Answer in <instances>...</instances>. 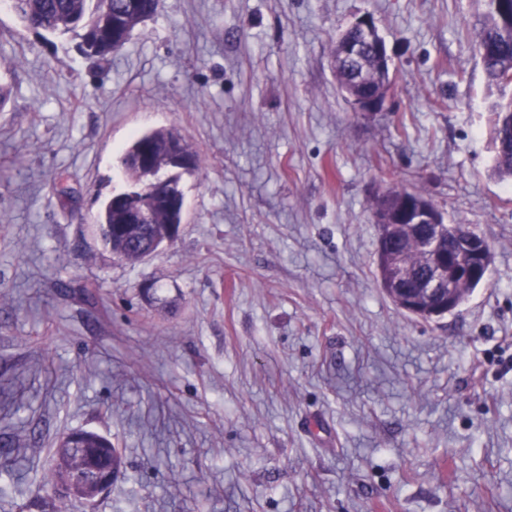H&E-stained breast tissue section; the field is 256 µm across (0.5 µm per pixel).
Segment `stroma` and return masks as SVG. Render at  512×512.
<instances>
[{
  "mask_svg": "<svg viewBox=\"0 0 512 512\" xmlns=\"http://www.w3.org/2000/svg\"><path fill=\"white\" fill-rule=\"evenodd\" d=\"M483 9L161 0L99 63L0 8V512H54L40 484L75 430L124 475L70 512H512V183L490 170ZM366 13L395 79L370 118L332 68ZM161 127L201 164L174 241L130 263L93 224ZM392 177L493 255L437 321L376 277ZM411 192L415 197L423 199L431 208L440 209L439 206L424 195L421 191L412 189L408 190L403 185L389 183L384 190L377 195L375 202H373V212L383 208L385 205L397 202L403 198V195Z\"/></svg>",
  "mask_w": 512,
  "mask_h": 512,
  "instance_id": "stroma-1",
  "label": "stroma"
}]
</instances>
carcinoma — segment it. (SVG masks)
<instances>
[{
  "label": "carcinoma",
  "mask_w": 512,
  "mask_h": 512,
  "mask_svg": "<svg viewBox=\"0 0 512 512\" xmlns=\"http://www.w3.org/2000/svg\"><path fill=\"white\" fill-rule=\"evenodd\" d=\"M14 12L29 28L52 35L76 33L81 35L79 48L87 56L99 61L107 60L123 45H112V35L107 24L114 15L122 16V23L128 33H133L138 24L155 15L158 0H138V8L130 11L127 0H13ZM485 9L476 19L477 48L489 89L497 92L488 110L491 117L490 135L494 148L492 174L501 181H512V95L505 90V83L512 78V0L498 4L496 0H484ZM338 86L354 82L360 75L356 63H343L335 71ZM174 131L156 128L136 136L120 157L119 163L128 184L134 186L132 195L122 199L108 198L98 215L95 231L104 248L129 262H137L141 257L126 252L118 234L119 222L126 214L148 198L152 200L150 213L146 218L149 224L162 228L166 224L181 221L180 212L172 210L167 201L168 185H159L161 175L167 172V161L163 151L165 141ZM149 148L155 160L156 170L148 174L130 164V158ZM412 193L423 199L431 208L438 205L421 191L408 190L402 185L389 183L377 195L373 210L397 202L403 195ZM422 228H417L413 236L405 235L393 244V260L410 268V274L403 285L417 288L419 280L428 270L421 252ZM56 463L47 476L43 487L55 491L64 474L71 471L86 475L92 469L109 461L121 459L107 438L86 430L68 433L59 442L55 452Z\"/></svg>",
  "instance_id": "carcinoma-1"
}]
</instances>
